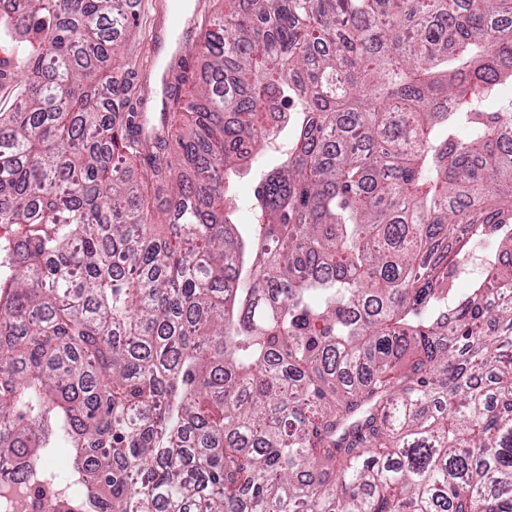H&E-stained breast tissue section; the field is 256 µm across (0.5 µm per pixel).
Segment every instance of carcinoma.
Returning a JSON list of instances; mask_svg holds the SVG:
<instances>
[{
    "label": "carcinoma",
    "mask_w": 512,
    "mask_h": 512,
    "mask_svg": "<svg viewBox=\"0 0 512 512\" xmlns=\"http://www.w3.org/2000/svg\"><path fill=\"white\" fill-rule=\"evenodd\" d=\"M224 6L188 179L115 63L129 0L0 14V500L512 512V0ZM289 126L244 237L230 182Z\"/></svg>",
    "instance_id": "obj_1"
}]
</instances>
